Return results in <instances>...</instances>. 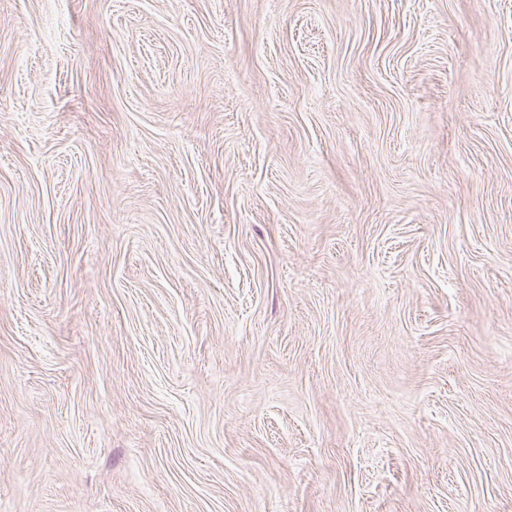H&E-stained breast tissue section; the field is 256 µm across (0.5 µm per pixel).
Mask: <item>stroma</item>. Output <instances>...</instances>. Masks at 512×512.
I'll list each match as a JSON object with an SVG mask.
<instances>
[{"mask_svg":"<svg viewBox=\"0 0 512 512\" xmlns=\"http://www.w3.org/2000/svg\"><path fill=\"white\" fill-rule=\"evenodd\" d=\"M0 512H512V0H0Z\"/></svg>","mask_w":512,"mask_h":512,"instance_id":"obj_1","label":"stroma"}]
</instances>
